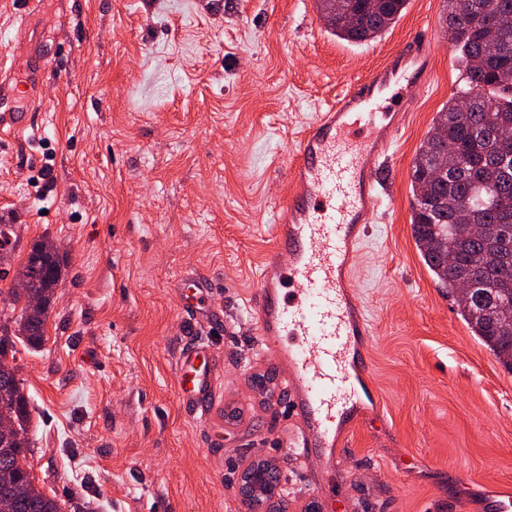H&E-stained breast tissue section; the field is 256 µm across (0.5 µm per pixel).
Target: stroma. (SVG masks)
I'll return each instance as SVG.
<instances>
[{
  "instance_id": "1",
  "label": "stroma",
  "mask_w": 512,
  "mask_h": 512,
  "mask_svg": "<svg viewBox=\"0 0 512 512\" xmlns=\"http://www.w3.org/2000/svg\"><path fill=\"white\" fill-rule=\"evenodd\" d=\"M21 8L0 0V53L28 45L47 67L30 128L0 141V224L13 228L0 288L36 241L65 259L43 342L16 340L10 360L35 484L63 512H248L237 480L262 457L287 477L288 512H493L512 493V373L471 335L410 227L413 158L466 86L443 0H409L361 45L327 29L317 0H44L19 35ZM420 32L428 83L406 91L352 280L375 328L378 404L350 416L327 472L282 445L298 432L288 367L262 348L248 301L298 134ZM183 275L220 285L192 321L173 287ZM200 338L216 385L190 413L176 361Z\"/></svg>"
}]
</instances>
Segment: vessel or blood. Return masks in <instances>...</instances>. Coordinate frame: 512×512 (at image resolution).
<instances>
[{"instance_id": "b4317fda", "label": "vessel or blood", "mask_w": 512, "mask_h": 512, "mask_svg": "<svg viewBox=\"0 0 512 512\" xmlns=\"http://www.w3.org/2000/svg\"><path fill=\"white\" fill-rule=\"evenodd\" d=\"M427 38H414L365 80L319 113L296 143L294 185L277 206V250L260 266L252 321L266 349L286 361L293 393L288 410L300 431L287 447L311 455L335 448L347 411L370 395L362 350L374 329L351 292L363 232L378 209L379 172L401 128L411 79L429 76ZM29 88L0 68V140L29 127L16 104ZM286 251L281 264L277 251ZM185 309L212 294L204 278L182 281ZM181 401L204 407L214 384L207 346L195 342L176 362Z\"/></svg>"}]
</instances>
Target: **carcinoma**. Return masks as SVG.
Segmentation results:
<instances>
[{
    "instance_id": "obj_1",
    "label": "carcinoma",
    "mask_w": 512,
    "mask_h": 512,
    "mask_svg": "<svg viewBox=\"0 0 512 512\" xmlns=\"http://www.w3.org/2000/svg\"><path fill=\"white\" fill-rule=\"evenodd\" d=\"M320 17L337 38L365 43L378 38L399 18L408 0H317ZM443 27L453 32L467 90L436 113L412 162L411 230L416 248L437 283L448 289L471 333L512 372V149L499 137L512 132V28L495 19L512 15V0H444ZM493 44L506 52L492 55ZM469 100L467 107L460 98ZM452 155L457 166L437 172L440 156ZM455 266L448 267V256ZM57 246L35 243L15 280L25 292L7 289L4 300L21 307L14 327L0 325V359L14 351L10 336L38 346L45 336L51 298L62 276ZM478 284L479 297L461 295L463 279ZM9 418L24 435L11 448L0 447V470L14 456L26 455L30 411L17 378L0 391V418ZM14 512H62L54 497L34 482L3 490Z\"/></svg>"
}]
</instances>
